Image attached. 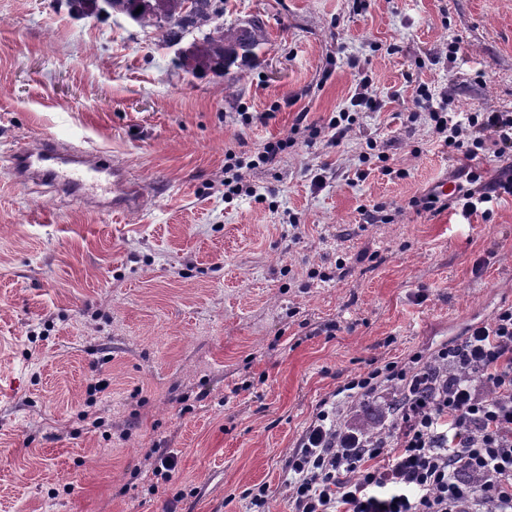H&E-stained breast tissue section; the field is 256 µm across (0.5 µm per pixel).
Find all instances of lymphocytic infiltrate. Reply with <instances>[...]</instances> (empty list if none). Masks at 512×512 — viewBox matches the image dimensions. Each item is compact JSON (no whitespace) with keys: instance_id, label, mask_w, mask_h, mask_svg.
I'll use <instances>...</instances> for the list:
<instances>
[{"instance_id":"obj_1","label":"lymphocytic infiltrate","mask_w":512,"mask_h":512,"mask_svg":"<svg viewBox=\"0 0 512 512\" xmlns=\"http://www.w3.org/2000/svg\"><path fill=\"white\" fill-rule=\"evenodd\" d=\"M351 104L322 124L298 113L288 137L255 152L227 151L225 199L256 196L248 172L276 164L298 144H340L354 128L355 107L381 108L371 80L359 82ZM407 120L430 127L465 176L448 192L413 197L408 207L487 220L495 200L512 197V112H452L421 83ZM490 143L503 161L493 175L482 164ZM385 385L401 389L390 439L342 423L345 399ZM338 392L339 400L317 411L288 459L292 512H512V305L440 346L430 363L374 360Z\"/></svg>"}]
</instances>
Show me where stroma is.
Listing matches in <instances>:
<instances>
[{
    "label": "stroma",
    "mask_w": 512,
    "mask_h": 512,
    "mask_svg": "<svg viewBox=\"0 0 512 512\" xmlns=\"http://www.w3.org/2000/svg\"><path fill=\"white\" fill-rule=\"evenodd\" d=\"M358 2L224 0L225 25L260 19L266 41L218 77L125 15L0 0V512H249L256 484L289 512L288 458L347 376L512 305L511 196L488 221L406 207L457 171L407 123L408 74L457 111L511 112L512 0ZM365 76L382 107L351 137L296 146L250 172L259 199L225 202L227 150L303 110L328 121ZM45 134L166 191L116 216L14 181L9 154ZM369 138L406 178H359ZM381 202L405 212L366 223ZM151 448L176 457L155 496Z\"/></svg>",
    "instance_id": "1"
}]
</instances>
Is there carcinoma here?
I'll list each match as a JSON object with an SVG mask.
<instances>
[{"instance_id": "1", "label": "carcinoma", "mask_w": 512, "mask_h": 512, "mask_svg": "<svg viewBox=\"0 0 512 512\" xmlns=\"http://www.w3.org/2000/svg\"><path fill=\"white\" fill-rule=\"evenodd\" d=\"M65 6L71 14L85 17L118 7L139 26L161 30V41L168 45L193 36L177 58L178 67L191 75L203 70L224 75V53L239 40V27L224 25L221 0H65ZM250 41L253 56L265 41L264 25L258 19L250 22Z\"/></svg>"}]
</instances>
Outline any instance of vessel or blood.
Instances as JSON below:
<instances>
[{
  "label": "vessel or blood",
  "instance_id": "1",
  "mask_svg": "<svg viewBox=\"0 0 512 512\" xmlns=\"http://www.w3.org/2000/svg\"><path fill=\"white\" fill-rule=\"evenodd\" d=\"M11 171L22 183L37 181L91 206L115 212L140 209L147 197L157 195L158 183L132 179L100 152L66 146L56 137H41L15 151Z\"/></svg>",
  "mask_w": 512,
  "mask_h": 512
}]
</instances>
